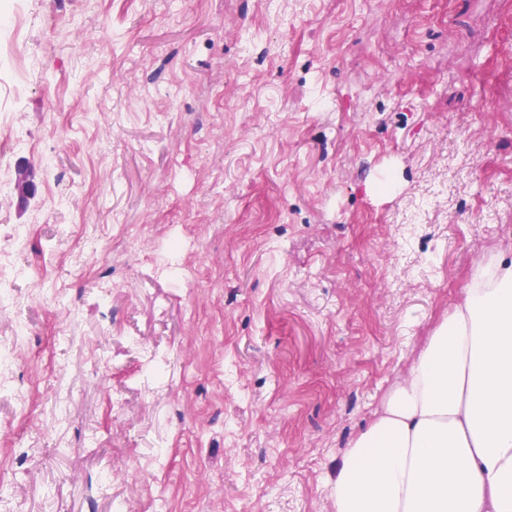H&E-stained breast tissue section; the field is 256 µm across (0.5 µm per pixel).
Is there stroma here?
I'll list each match as a JSON object with an SVG mask.
<instances>
[{"instance_id":"stroma-1","label":"stroma","mask_w":512,"mask_h":512,"mask_svg":"<svg viewBox=\"0 0 512 512\" xmlns=\"http://www.w3.org/2000/svg\"><path fill=\"white\" fill-rule=\"evenodd\" d=\"M19 10L0 499L332 512L336 459L512 245V0H0V50ZM15 322L12 336L9 341L0 340V370L13 364L14 354L17 348L29 335V329L19 314H15Z\"/></svg>"}]
</instances>
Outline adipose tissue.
I'll return each instance as SVG.
<instances>
[{"label":"adipose tissue","instance_id":"ef3b65f1","mask_svg":"<svg viewBox=\"0 0 512 512\" xmlns=\"http://www.w3.org/2000/svg\"><path fill=\"white\" fill-rule=\"evenodd\" d=\"M326 485L333 512H512V252L476 264Z\"/></svg>","mask_w":512,"mask_h":512}]
</instances>
